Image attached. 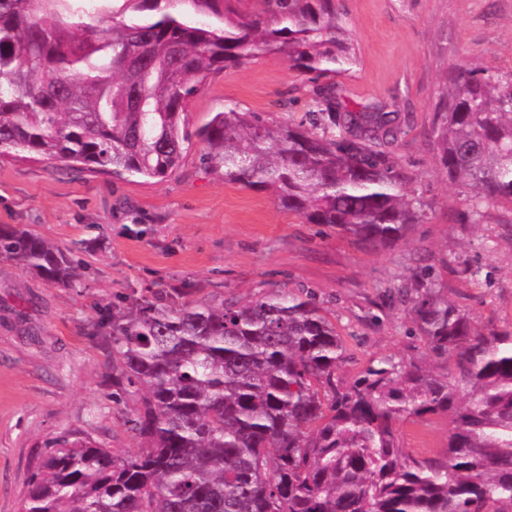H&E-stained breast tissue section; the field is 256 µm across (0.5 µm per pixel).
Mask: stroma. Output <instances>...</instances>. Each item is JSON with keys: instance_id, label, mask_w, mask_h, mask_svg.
Listing matches in <instances>:
<instances>
[{"instance_id": "1", "label": "stroma", "mask_w": 512, "mask_h": 512, "mask_svg": "<svg viewBox=\"0 0 512 512\" xmlns=\"http://www.w3.org/2000/svg\"><path fill=\"white\" fill-rule=\"evenodd\" d=\"M357 64L313 78L279 54L210 72L183 114L195 130L232 104L276 122L314 109L330 84L352 111L391 112L388 146L425 192L424 221L388 248H369L334 227L279 209L267 192L225 183L191 143L163 181L116 177L29 157L0 159V232L30 230L75 250L76 286L51 285L0 259V512H20L44 442L80 431L127 457L141 443L122 423L135 400L112 401V360L101 318L113 305L167 296L183 304L246 302L270 290L310 295L343 343L347 385L378 359L432 356L406 304L391 291L432 268L445 293L482 332L512 331V206L490 203L481 223L465 219L470 198L439 167L434 114L458 65L512 67V0H336ZM470 274H463V267ZM449 416L410 418L400 444L441 453Z\"/></svg>"}]
</instances>
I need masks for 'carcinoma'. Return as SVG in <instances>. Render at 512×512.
<instances>
[{"mask_svg":"<svg viewBox=\"0 0 512 512\" xmlns=\"http://www.w3.org/2000/svg\"><path fill=\"white\" fill-rule=\"evenodd\" d=\"M142 2L158 14L0 0V157L162 181L180 167L182 114L211 71L267 53L318 77L356 64L333 0H262L266 18L243 0H185L202 9L194 19ZM452 85L433 134L478 223L485 203L512 205V70L462 69ZM320 96L305 123L215 113L196 132L202 163L308 224L398 242L430 204L382 149L392 113ZM2 255L75 282L72 250L25 229L0 234ZM397 295L429 350L452 358L446 374L384 358L343 385L336 327L286 290L112 307V402L137 401L124 425L142 448L117 457L75 432L48 440L22 512H509L512 333L475 330L427 271ZM437 414L451 417L444 454L400 446L402 421Z\"/></svg>","mask_w":512,"mask_h":512,"instance_id":"carcinoma-1","label":"carcinoma"}]
</instances>
